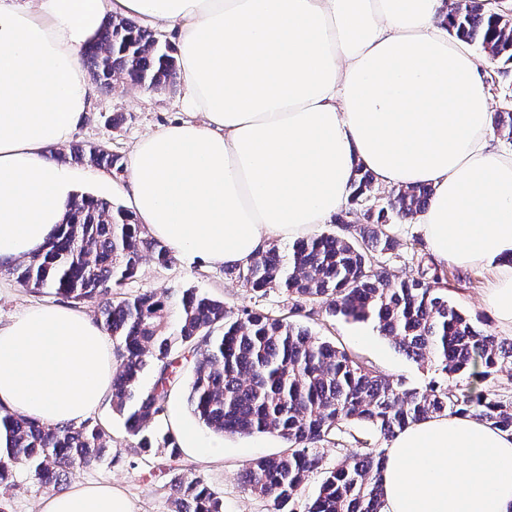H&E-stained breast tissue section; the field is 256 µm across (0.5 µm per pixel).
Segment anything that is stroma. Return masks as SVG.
Listing matches in <instances>:
<instances>
[{"mask_svg":"<svg viewBox=\"0 0 512 512\" xmlns=\"http://www.w3.org/2000/svg\"><path fill=\"white\" fill-rule=\"evenodd\" d=\"M184 115V88L147 91L117 87L112 91L95 89L90 106L70 139L88 145L104 146L122 159H129L135 143ZM392 278H401L417 271L446 273L449 300L472 318L478 319L504 338L512 330L501 326L488 303V293L496 282L495 268L478 264L462 270L453 264L437 261L428 248H421L418 258H411L405 249L394 251L385 263ZM195 288L223 300L227 309L263 307L288 313L291 304L285 295L270 292L266 298L244 288L224 273L223 266L209 265L185 257H176L172 266L143 264L136 278L125 286L126 294L146 290L160 294H179ZM51 294H36L23 288L15 276L0 272V325L24 314L40 303L54 302ZM314 315L300 317L301 325L318 336L355 352L371 361L384 374L405 381L407 386L425 385L434 375L430 364H416L394 349L391 342L379 335L373 323H353L340 317L327 316L324 304L314 306ZM95 417L112 437V457L98 465L74 469L68 483H109L121 488L134 502L137 512H171L169 484L174 474L202 477L224 498V512H270L266 500L257 498L243 483V473L250 462L260 457L275 456L286 448L281 439L264 434L228 435L224 438V454L215 459L180 449L170 455L159 449L149 453L134 448L127 435L124 419L103 403ZM50 490L18 468L12 487L0 490V512H39L40 502Z\"/></svg>","mask_w":512,"mask_h":512,"instance_id":"35a3bbf8","label":"stroma"}]
</instances>
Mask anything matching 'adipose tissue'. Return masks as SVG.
<instances>
[{
  "mask_svg": "<svg viewBox=\"0 0 512 512\" xmlns=\"http://www.w3.org/2000/svg\"><path fill=\"white\" fill-rule=\"evenodd\" d=\"M176 31L187 118L142 137L126 191L174 252L239 265L275 236L333 220L356 167L427 184L432 252L494 265L490 306L512 328V156L492 146L488 88L451 39L444 0H0V264L39 253L82 174L48 155L93 89L79 64L105 12ZM112 348L80 310L41 305L0 327V406L78 424L112 391ZM180 447L216 457L170 404ZM382 512H512V434L434 415L387 445ZM40 512H136L112 484L78 483Z\"/></svg>",
  "mask_w": 512,
  "mask_h": 512,
  "instance_id": "1",
  "label": "adipose tissue"
}]
</instances>
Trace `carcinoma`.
<instances>
[{"mask_svg":"<svg viewBox=\"0 0 512 512\" xmlns=\"http://www.w3.org/2000/svg\"><path fill=\"white\" fill-rule=\"evenodd\" d=\"M446 2L450 38L491 63L512 64L511 15ZM173 52L153 30L111 14L85 44L80 63L106 89L157 91L177 81ZM70 156L123 172L120 157L100 147L73 145ZM374 192L373 176L357 167L349 195L355 209L336 214L332 232L302 239L286 254L265 246L247 264L224 269L261 297L273 289L285 293L292 300L287 316L263 308L233 312L191 288L177 302L152 291L118 295L142 261L168 268L173 257L132 211L90 194L74 196L42 253L9 272L35 293L96 307L97 326L112 337V407L136 447L178 448L174 434L159 437L154 426L166 410L179 358L192 352L198 358L186 404L200 426L220 434L275 433L288 443L245 473L248 489L270 502L271 512H294L289 504L314 473L320 483L304 512H380L385 449L365 440L329 467L323 445H343V428L354 423L390 440L434 414L472 413L512 434V394L497 385L499 374L512 373V341L453 305L440 274L392 279L368 258L402 247L391 226L423 213L433 194L425 184L400 187L378 208L371 203ZM322 300L329 316L371 322L407 358L433 362L435 377L408 387L295 320L307 304ZM149 365L154 384L144 389L140 377ZM111 448L112 437L95 418L49 425L1 407L0 489L10 487L23 466L62 492L71 469L106 460ZM170 496L173 512H224L221 494L198 476H174Z\"/></svg>","mask_w":512,"mask_h":512,"instance_id":"carcinoma-1","label":"carcinoma"}]
</instances>
